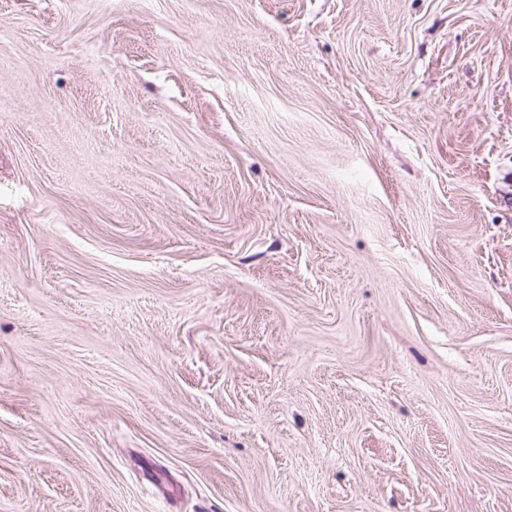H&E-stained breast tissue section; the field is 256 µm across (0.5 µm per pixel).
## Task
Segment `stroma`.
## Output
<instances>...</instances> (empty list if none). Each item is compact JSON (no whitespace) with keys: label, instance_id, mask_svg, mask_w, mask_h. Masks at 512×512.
Returning <instances> with one entry per match:
<instances>
[{"label":"stroma","instance_id":"stroma-1","mask_svg":"<svg viewBox=\"0 0 512 512\" xmlns=\"http://www.w3.org/2000/svg\"><path fill=\"white\" fill-rule=\"evenodd\" d=\"M0 512H512V0H0Z\"/></svg>","mask_w":512,"mask_h":512}]
</instances>
